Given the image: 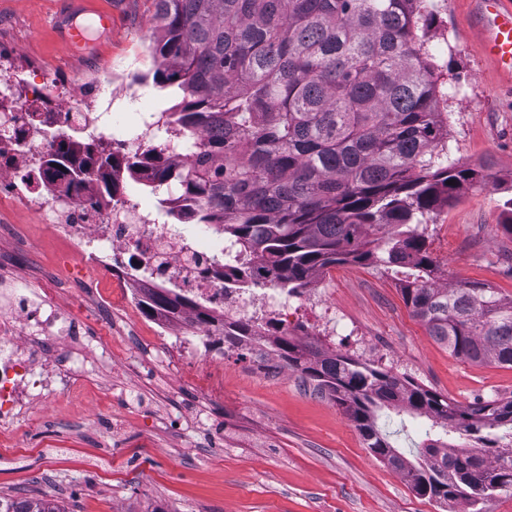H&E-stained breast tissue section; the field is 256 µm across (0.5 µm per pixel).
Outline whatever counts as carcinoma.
<instances>
[{"instance_id":"carcinoma-1","label":"carcinoma","mask_w":512,"mask_h":512,"mask_svg":"<svg viewBox=\"0 0 512 512\" xmlns=\"http://www.w3.org/2000/svg\"><path fill=\"white\" fill-rule=\"evenodd\" d=\"M153 85L178 99L166 132L194 138L179 192L195 203L166 214L224 236L217 270L240 288L299 294L338 262L406 268L401 288L429 335L472 363L512 368V300L480 283L440 287L422 224L486 175L444 156L447 93L426 47L428 0H154ZM155 192L162 152L112 159ZM454 184H448V181ZM146 313L209 311L161 288ZM264 334L289 367L345 408L372 455L437 502L475 505L512 489V399L466 407L422 386L279 331L277 322L224 323V337ZM401 406L434 434L412 463L379 429L376 412ZM459 433L474 440L457 448ZM496 453H490V449ZM0 512H64L39 497H0Z\"/></svg>"}]
</instances>
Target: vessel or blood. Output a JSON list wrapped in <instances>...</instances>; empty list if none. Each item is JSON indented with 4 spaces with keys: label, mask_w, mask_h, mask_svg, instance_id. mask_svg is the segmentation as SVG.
Returning <instances> with one entry per match:
<instances>
[{
    "label": "vessel or blood",
    "mask_w": 512,
    "mask_h": 512,
    "mask_svg": "<svg viewBox=\"0 0 512 512\" xmlns=\"http://www.w3.org/2000/svg\"><path fill=\"white\" fill-rule=\"evenodd\" d=\"M477 9L476 30L486 55L499 70L512 78V0H474ZM59 38L71 52H78L86 37L70 16L59 19Z\"/></svg>",
    "instance_id": "vessel-or-blood-1"
}]
</instances>
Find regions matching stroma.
<instances>
[{"label": "stroma", "mask_w": 512, "mask_h": 512, "mask_svg": "<svg viewBox=\"0 0 512 512\" xmlns=\"http://www.w3.org/2000/svg\"><path fill=\"white\" fill-rule=\"evenodd\" d=\"M429 30L448 97V159L486 167L489 181L465 188L425 228L441 286L477 282L512 299V84L482 51L471 0H443ZM81 16L98 41L68 53L52 20L61 0H0V48L21 47L33 70L81 81L153 70L154 0H96ZM112 30L99 29V13ZM0 273L35 296L77 304L95 319L80 342L58 339L53 356L85 365L82 387L54 382L32 421L0 434V497L58 501L66 512H512V489L477 506L417 494L406 474L376 459L343 408L300 370L285 367L264 339H214L174 371L166 345L152 342L145 315L123 302L98 308L107 270L33 217L0 223ZM401 269L344 263L322 270L295 297V338L316 336L329 304L352 339L327 348L412 379L459 405L512 398V368L452 355L413 316Z\"/></svg>", "instance_id": "obj_1"}]
</instances>
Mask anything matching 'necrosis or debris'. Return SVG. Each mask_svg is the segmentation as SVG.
Returning a JSON list of instances; mask_svg holds the SVG:
<instances>
[{
	"label": "necrosis or debris",
	"instance_id": "4bbe7bcc",
	"mask_svg": "<svg viewBox=\"0 0 512 512\" xmlns=\"http://www.w3.org/2000/svg\"><path fill=\"white\" fill-rule=\"evenodd\" d=\"M28 70L22 51L0 54V220L21 208L47 224L86 262L109 269L116 281L133 282L126 294L131 308H138L148 289L168 284L219 321L251 319L270 308L287 320L288 305L278 289L231 288L215 274L224 245L214 241L208 225L186 231L158 223L127 193L107 191L115 157L157 150L176 171L194 159L193 141L173 148L161 139L160 113L142 112L114 127L115 100H139L143 87L114 83L108 74L62 87L47 75L41 89L22 93L18 87ZM62 131L79 134L85 145L61 159L55 135ZM89 326L85 314L34 300L25 286L0 290V425H13L27 408L45 401L48 376L38 364L43 344L86 335Z\"/></svg>",
	"mask_w": 512,
	"mask_h": 512
}]
</instances>
